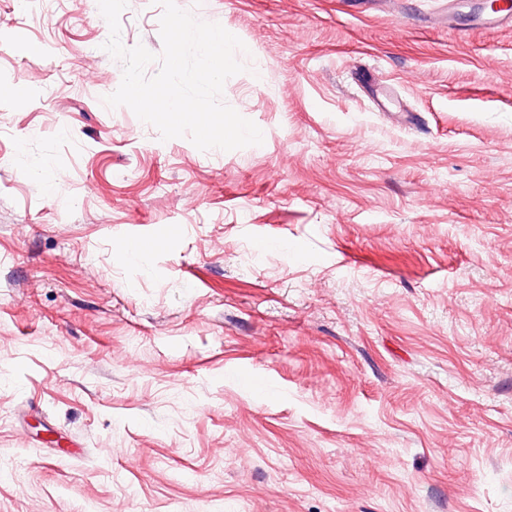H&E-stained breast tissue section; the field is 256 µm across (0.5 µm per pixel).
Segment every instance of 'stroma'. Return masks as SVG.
Listing matches in <instances>:
<instances>
[{
	"instance_id": "35a3bbf8",
	"label": "stroma",
	"mask_w": 512,
	"mask_h": 512,
	"mask_svg": "<svg viewBox=\"0 0 512 512\" xmlns=\"http://www.w3.org/2000/svg\"><path fill=\"white\" fill-rule=\"evenodd\" d=\"M176 3L261 145L161 140L85 0H0V512H512V26Z\"/></svg>"
}]
</instances>
